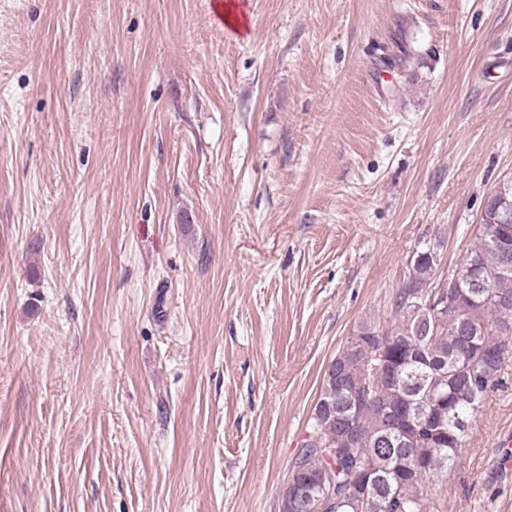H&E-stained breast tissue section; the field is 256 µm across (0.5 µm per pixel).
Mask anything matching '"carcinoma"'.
Wrapping results in <instances>:
<instances>
[{
    "instance_id": "obj_1",
    "label": "carcinoma",
    "mask_w": 512,
    "mask_h": 512,
    "mask_svg": "<svg viewBox=\"0 0 512 512\" xmlns=\"http://www.w3.org/2000/svg\"><path fill=\"white\" fill-rule=\"evenodd\" d=\"M479 230L463 254L471 283H462L448 313L436 321L414 310L420 281L407 280L397 295L393 324H357L336 353L345 382L324 374L310 434L292 459L289 476L325 477L324 512H445L435 479L448 472L465 447L467 432L500 376L506 339L512 337V252L497 227L512 231V177L493 193ZM439 278L426 298L443 306L448 280ZM384 350V358L377 357ZM369 384L361 408L350 398L352 381ZM410 399L422 414L442 412L441 430L393 428L387 414ZM354 416L348 433L341 418ZM353 452L330 456L327 444Z\"/></svg>"
}]
</instances>
